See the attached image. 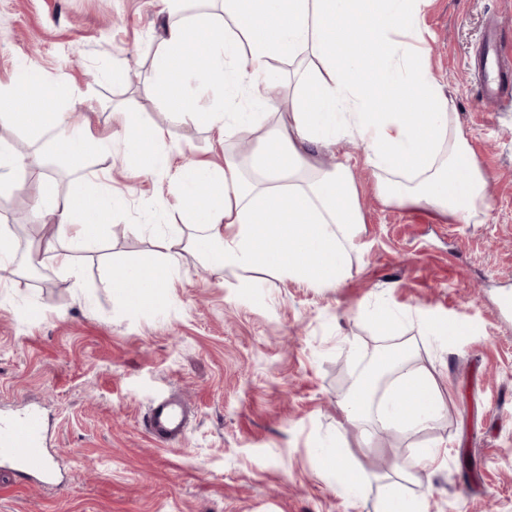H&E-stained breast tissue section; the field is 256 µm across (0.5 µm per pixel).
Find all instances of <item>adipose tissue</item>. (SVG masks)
I'll return each instance as SVG.
<instances>
[{
  "label": "adipose tissue",
  "mask_w": 512,
  "mask_h": 512,
  "mask_svg": "<svg viewBox=\"0 0 512 512\" xmlns=\"http://www.w3.org/2000/svg\"><path fill=\"white\" fill-rule=\"evenodd\" d=\"M429 0H224L213 23L197 15L169 26L154 54L153 86L173 112L183 111L188 78L224 92L217 110L189 113L197 126L230 135L263 130L252 174L241 165L191 163L179 174L182 224L169 225L156 257L107 273L113 293L130 308L138 296L165 303L179 247L207 260L212 271L265 267L281 276L335 288L364 222L349 165L309 164L304 144L334 148L345 135L366 147L365 164L384 203L421 207L456 224L481 223L490 208L486 175L452 119L453 103L421 46L420 18ZM311 51L321 64L302 75L287 111L277 103L283 82L276 61ZM65 86L21 64L0 83V121L33 137L51 133L63 162L86 166L112 141L64 111ZM124 160L151 173L167 164L163 131L123 113ZM119 199L111 187L86 177L70 181L65 196L44 189L38 210L51 235L17 260L14 238L0 226V283L23 267L52 264L78 277L75 255L96 248ZM412 349L401 343L378 358L375 375L357 380L343 406L349 424L373 419L383 427L420 431L442 408L434 376L410 367ZM336 492L358 505L363 473L340 454L321 459Z\"/></svg>",
  "instance_id": "1"
}]
</instances>
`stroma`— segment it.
Segmentation results:
<instances>
[{
	"label": "stroma",
	"mask_w": 512,
	"mask_h": 512,
	"mask_svg": "<svg viewBox=\"0 0 512 512\" xmlns=\"http://www.w3.org/2000/svg\"><path fill=\"white\" fill-rule=\"evenodd\" d=\"M173 21L163 0H0V82L25 61L65 82V110L112 139L83 174L123 199L100 250L78 256L81 281L50 267L40 282L0 285V413L41 410L66 472L42 489L0 471V512H376L401 464L436 446L443 463L402 481L407 494L426 496L429 512H512V308L502 305L512 298V105L481 100L473 67L491 23L512 35V0H431L424 12L433 70L487 176L483 223L382 203L363 145L346 138L313 159L326 169L349 161L365 216L339 287L262 268L216 275L185 249L165 307L137 310L107 288L104 262L155 253L180 221L182 165L240 158V143L259 137L221 138L165 109L153 54ZM113 69L124 81L106 79ZM123 112L163 129L166 168L124 163ZM71 176L44 161L0 190V216L48 184L64 195ZM381 305L399 314L400 340L416 344V367L442 393L438 418L419 432L355 427L342 409L386 341L373 316ZM423 319L461 330L430 335ZM167 392L196 410L173 448L143 425ZM335 449L364 472L357 510L319 469Z\"/></svg>",
	"instance_id": "35a3bbf8"
}]
</instances>
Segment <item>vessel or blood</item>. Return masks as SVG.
Listing matches in <instances>:
<instances>
[{
    "label": "vessel or blood",
    "mask_w": 512,
    "mask_h": 512,
    "mask_svg": "<svg viewBox=\"0 0 512 512\" xmlns=\"http://www.w3.org/2000/svg\"><path fill=\"white\" fill-rule=\"evenodd\" d=\"M477 72L482 98L512 97V52L506 51L497 28H490L485 36ZM190 423L186 406L175 397L164 396L151 404L145 429L156 444L172 447L182 440ZM0 468L43 486L55 485L56 460L50 448L49 429L40 412L0 415Z\"/></svg>",
    "instance_id": "obj_1"
}]
</instances>
